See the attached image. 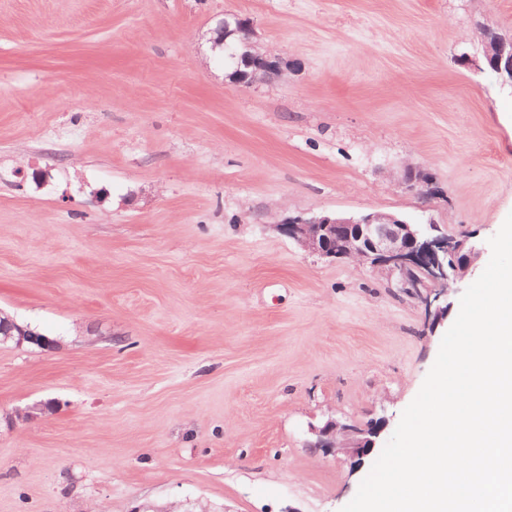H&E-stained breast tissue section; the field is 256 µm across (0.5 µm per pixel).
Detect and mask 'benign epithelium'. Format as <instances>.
Instances as JSON below:
<instances>
[{
  "instance_id": "obj_1",
  "label": "benign epithelium",
  "mask_w": 512,
  "mask_h": 512,
  "mask_svg": "<svg viewBox=\"0 0 512 512\" xmlns=\"http://www.w3.org/2000/svg\"><path fill=\"white\" fill-rule=\"evenodd\" d=\"M241 30V18L233 15L225 19L215 29L213 46L224 45L225 37ZM245 30L244 50L237 56L239 83L252 84L278 77L281 58L256 50L253 27ZM482 45L490 71L496 74L501 85L512 88V39L493 37L487 29ZM398 183L407 189L430 187L424 172L410 165L403 169ZM279 230L311 253L367 265L396 279L398 287L419 299L437 324L453 306L450 301L442 306L440 300L448 296L452 284L471 273L481 255V248L476 243L466 237L457 238L432 222L411 224L379 212L357 217L295 216L279 225ZM16 335L21 342L27 339L48 348L54 345L51 339L21 329L11 318H0V341L6 342ZM384 423L383 417L367 425L330 420L315 431L316 439L310 446L360 461L375 450Z\"/></svg>"
}]
</instances>
